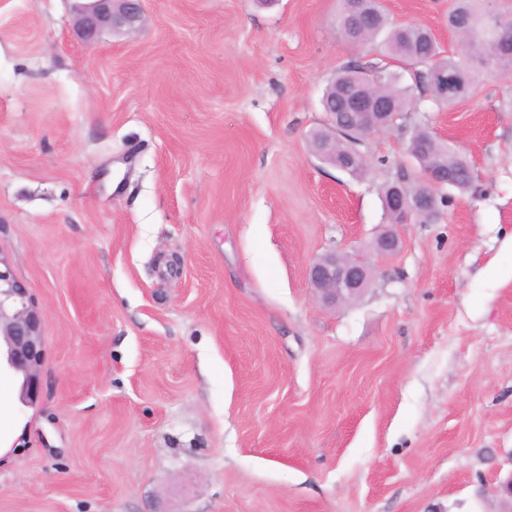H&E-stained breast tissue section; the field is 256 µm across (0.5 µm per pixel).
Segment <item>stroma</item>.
I'll return each mask as SVG.
<instances>
[{"label":"stroma","instance_id":"obj_1","mask_svg":"<svg viewBox=\"0 0 512 512\" xmlns=\"http://www.w3.org/2000/svg\"><path fill=\"white\" fill-rule=\"evenodd\" d=\"M447 49L448 0H385ZM0 0V256L45 313L36 404L0 383V512H500L512 475V80L412 114L476 178L388 226L408 134L312 155L362 57L339 0ZM402 246L377 256L379 234ZM368 260L357 299L311 262ZM78 27L86 40L104 27L131 31L142 20V0H84ZM307 274L316 297L336 305L362 294L369 282L370 267L362 258L333 253L314 261Z\"/></svg>","mask_w":512,"mask_h":512}]
</instances>
